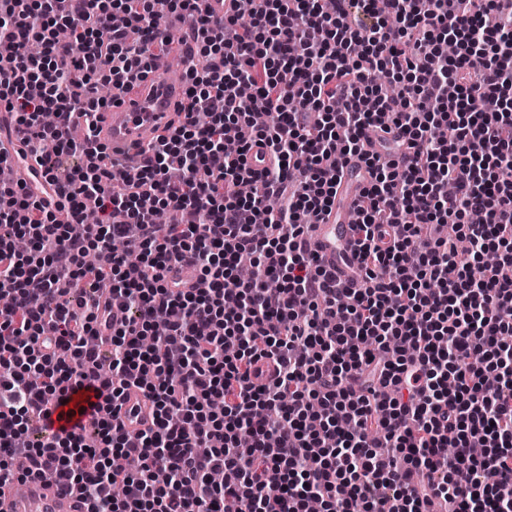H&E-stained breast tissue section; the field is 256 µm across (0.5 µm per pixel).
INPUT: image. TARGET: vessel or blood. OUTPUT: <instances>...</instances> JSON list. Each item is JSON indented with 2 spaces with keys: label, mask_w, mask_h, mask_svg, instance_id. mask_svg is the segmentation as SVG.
I'll list each match as a JSON object with an SVG mask.
<instances>
[{
  "label": "vessel or blood",
  "mask_w": 512,
  "mask_h": 512,
  "mask_svg": "<svg viewBox=\"0 0 512 512\" xmlns=\"http://www.w3.org/2000/svg\"><path fill=\"white\" fill-rule=\"evenodd\" d=\"M152 69L158 80L144 85L134 95L118 97L109 112L104 113L98 141L106 145V155L95 156L96 164L110 165L113 172H120L123 155H132L163 134L172 118V108L184 91L183 71L173 69L171 58L157 55ZM368 178V171L360 157H351L345 174L337 186L336 203L329 215L314 224L309 240L311 250L321 264L335 272L337 279L352 278L357 267L350 248L355 242L353 226L348 215L357 210L361 189ZM83 401L69 405L54 402L46 421L45 435L77 434L96 413L99 402L97 383L90 382L81 388ZM120 417L128 433H136L150 424V402L136 387H129L121 402ZM88 507L77 493H63L46 481L31 478L21 482L19 490L0 494V512H87Z\"/></svg>",
  "instance_id": "obj_1"
}]
</instances>
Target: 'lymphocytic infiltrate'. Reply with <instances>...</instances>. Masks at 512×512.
<instances>
[{
  "instance_id": "f902f5d3",
  "label": "lymphocytic infiltrate",
  "mask_w": 512,
  "mask_h": 512,
  "mask_svg": "<svg viewBox=\"0 0 512 512\" xmlns=\"http://www.w3.org/2000/svg\"><path fill=\"white\" fill-rule=\"evenodd\" d=\"M154 2L0 0V104L57 197L0 183V487L49 475L90 512H512V0H167L195 43L176 120L130 173L58 176L90 154L99 86L170 52ZM381 125L406 163L367 158L341 288L303 236L324 170ZM183 262L198 287L168 281ZM96 380L90 433L30 441ZM131 386L153 406L135 434ZM120 417L123 427L130 434L150 424L152 416L150 402L136 387H129L121 402Z\"/></svg>"
}]
</instances>
